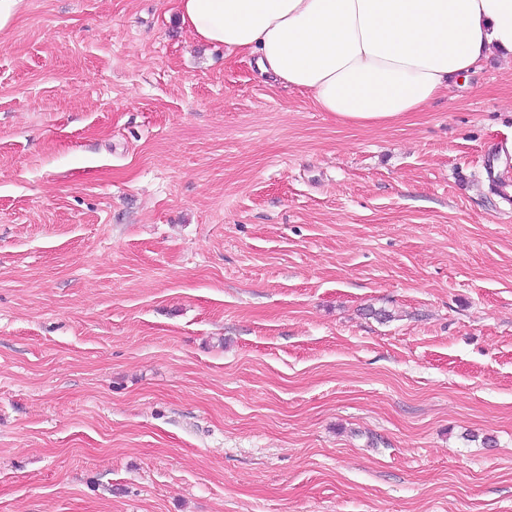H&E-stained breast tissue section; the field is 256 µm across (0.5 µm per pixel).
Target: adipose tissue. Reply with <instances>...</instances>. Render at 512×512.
I'll list each match as a JSON object with an SVG mask.
<instances>
[{
	"mask_svg": "<svg viewBox=\"0 0 512 512\" xmlns=\"http://www.w3.org/2000/svg\"><path fill=\"white\" fill-rule=\"evenodd\" d=\"M195 38L253 57L349 124L424 109L493 55L512 60V0H179Z\"/></svg>",
	"mask_w": 512,
	"mask_h": 512,
	"instance_id": "obj_1",
	"label": "adipose tissue"
}]
</instances>
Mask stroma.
Listing matches in <instances>:
<instances>
[{
	"instance_id": "1",
	"label": "stroma",
	"mask_w": 512,
	"mask_h": 512,
	"mask_svg": "<svg viewBox=\"0 0 512 512\" xmlns=\"http://www.w3.org/2000/svg\"><path fill=\"white\" fill-rule=\"evenodd\" d=\"M510 137L496 56L342 124L175 0H21L0 512H512Z\"/></svg>"
}]
</instances>
